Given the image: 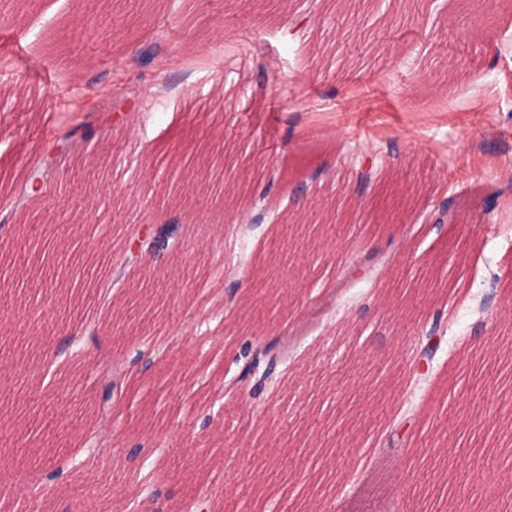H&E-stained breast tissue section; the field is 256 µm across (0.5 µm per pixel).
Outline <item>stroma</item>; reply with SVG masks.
Wrapping results in <instances>:
<instances>
[{"label": "stroma", "mask_w": 512, "mask_h": 512, "mask_svg": "<svg viewBox=\"0 0 512 512\" xmlns=\"http://www.w3.org/2000/svg\"><path fill=\"white\" fill-rule=\"evenodd\" d=\"M0 0V512L41 448L96 426V349L63 351L90 310L136 395L63 499L96 512H170L190 491L213 512H512V0L461 30L462 0ZM79 147L25 194L68 131ZM234 162L261 230L218 182L175 195L199 155ZM377 172L361 188L362 159ZM275 173L266 198L254 187ZM452 200L459 221L429 212ZM318 246L292 249L302 207L344 208ZM179 222V245L126 270L129 292L92 308L122 267L125 226ZM223 234L224 254L202 247ZM369 274L349 278L362 254ZM123 268V267H122ZM254 323L217 305L229 285ZM200 320L183 343L170 334ZM314 327L278 393L203 410L256 331ZM445 329L429 373L408 377L423 328ZM151 352L136 358L140 337ZM50 358L54 367H12ZM171 448L163 496L113 483L146 437Z\"/></svg>", "instance_id": "obj_1"}]
</instances>
